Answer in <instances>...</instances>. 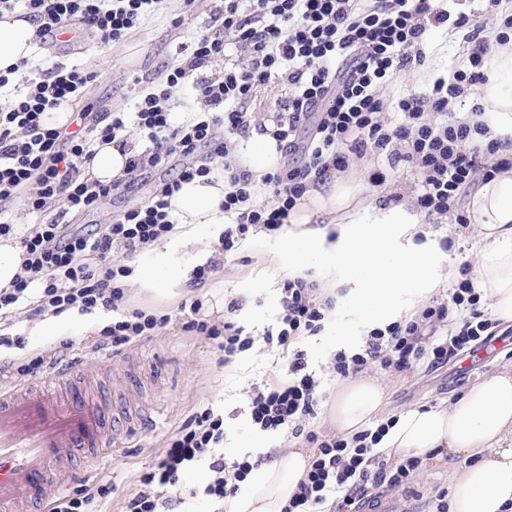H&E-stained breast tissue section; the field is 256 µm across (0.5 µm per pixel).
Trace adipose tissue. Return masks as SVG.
Segmentation results:
<instances>
[{
  "label": "adipose tissue",
  "mask_w": 512,
  "mask_h": 512,
  "mask_svg": "<svg viewBox=\"0 0 512 512\" xmlns=\"http://www.w3.org/2000/svg\"><path fill=\"white\" fill-rule=\"evenodd\" d=\"M37 26L20 12L0 14V74L23 69L35 49ZM481 104L502 152L512 155V47L494 50L484 68ZM129 147L98 144L89 168L107 184L119 177ZM277 142L252 134L242 163L255 176L274 170ZM223 180L194 177L170 199L176 223L171 248L197 245L201 227L222 233ZM360 178L335 169L314 178L288 213V248L281 258L292 278L324 281L340 291L328 315L335 331L330 351L352 350L374 327L405 317L453 281L458 266L433 237L417 241L422 216L403 204L366 203ZM469 211L485 247L476 268L479 287L494 318L512 326V170L485 181ZM386 389L370 378L337 391L330 418L344 436L360 431L383 408ZM389 453L422 460L462 458L466 466L452 485L451 512H512V371L476 382L448 407L400 415L382 439ZM314 451L291 448L257 470L248 491L229 512H284L309 468Z\"/></svg>",
  "instance_id": "ef3b65f1"
}]
</instances>
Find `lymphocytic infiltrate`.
<instances>
[{"mask_svg": "<svg viewBox=\"0 0 512 512\" xmlns=\"http://www.w3.org/2000/svg\"><path fill=\"white\" fill-rule=\"evenodd\" d=\"M160 2L0 0V13L24 8L42 42L78 20L109 45L123 41ZM502 2L487 0V12L499 17L493 40L477 39L468 68L437 78L430 92L398 98L400 120L393 126L381 118V88L407 65L423 61L428 23L458 27L467 23L466 15L451 16L445 0H219L212 14L219 35H202L182 46L175 62L157 77L135 78L136 126L146 146L132 153L123 174L109 184L92 179L85 165L95 155V144L124 140L123 113H113L102 124L91 113L78 112L59 130L39 123L43 112L81 98L92 73L56 62L24 76L22 91L0 103V209L20 198L29 213L51 209L55 215L22 232L0 222V237L16 239L25 255L12 287L0 290V320L24 302L35 316L72 308L112 310L116 317L101 336L116 356L165 328L169 314L122 313V280L129 269L113 259L112 248L133 252L167 235L173 224L170 197L181 182L213 172L193 165L191 156L205 147L213 160H221L228 152L226 135L249 136L256 124L247 104L258 87L271 83L290 89L269 131L290 160L259 181L245 169L225 170L224 211L232 222L219 242L224 254L236 251L250 233L281 230L310 178L348 168L370 152L415 169L420 181L416 210L426 222L451 216L456 223H469L460 207L462 195L478 180L512 168V156L498 157L499 145L489 137L483 112L452 109L454 100L480 81L490 44L512 42V11ZM219 60L224 68L217 72L213 65ZM189 76L203 115L176 125L170 90ZM305 128L311 131L306 138L301 135ZM176 156L181 159L177 177L164 180L146 204L109 224L67 222L68 214L95 208L102 198ZM260 185L274 197V205L254 204ZM281 294L276 324L259 340L287 351L288 378L252 385L247 398L251 423L263 432L288 429L306 435L316 445L285 512H363L380 488L406 485L419 461L391 458L380 450L390 428L386 421L347 438L306 432L305 423L323 397L322 379L297 343L320 331L332 302L319 295L316 283L303 279H285ZM239 307L229 302L218 325L201 317L203 303L194 299L183 327L220 339L225 361H232L259 341L234 321ZM491 326L473 265L466 262L447 299L433 301L413 318L373 329L359 351L336 352L329 369L337 379L348 380L372 368L402 373L423 360L443 364L489 342ZM200 465L208 469L204 496L221 503L235 497L261 462L248 456L226 459L223 415L200 408L168 437L163 455L141 475L139 489L125 499L122 512H184L180 478Z\"/></svg>", "mask_w": 512, "mask_h": 512, "instance_id": "1", "label": "lymphocytic infiltrate"}]
</instances>
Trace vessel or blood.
Wrapping results in <instances>:
<instances>
[{
  "mask_svg": "<svg viewBox=\"0 0 512 512\" xmlns=\"http://www.w3.org/2000/svg\"><path fill=\"white\" fill-rule=\"evenodd\" d=\"M62 389L0 385V512H29L60 493V470L75 459L93 465L121 440L116 422H132L123 407L86 397L75 366L54 375Z\"/></svg>",
  "mask_w": 512,
  "mask_h": 512,
  "instance_id": "vessel-or-blood-1",
  "label": "vessel or blood"
}]
</instances>
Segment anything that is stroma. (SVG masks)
Listing matches in <instances>:
<instances>
[{
  "label": "stroma",
  "instance_id": "stroma-1",
  "mask_svg": "<svg viewBox=\"0 0 512 512\" xmlns=\"http://www.w3.org/2000/svg\"><path fill=\"white\" fill-rule=\"evenodd\" d=\"M214 0H198L192 17L182 25H174L179 14V0H167L165 8L144 19L123 42L111 48L101 47L91 32L72 27L66 39L54 48L36 46L34 63L62 61L92 71L95 62L115 57L107 76L95 78L75 109L93 106L95 111L110 112L130 109L135 91L131 85L133 75L156 72L165 62L175 57L180 44L189 42L195 33L210 30ZM451 13H466L471 25L454 28L446 25L429 26L424 46L423 65H413L397 72L381 94L392 99L407 92H423L431 88L434 80L446 76L451 69L467 60L474 35V24L492 31L495 20L485 11L484 0H448ZM140 48L141 54L134 65L121 63L127 47ZM366 182L368 201L384 204L395 194L404 204H412L418 192V179L407 163L392 164L389 157L367 154L351 166ZM386 173L384 182L370 183L374 171ZM155 174H147L127 193L111 195L101 200L98 207L86 216L89 224H108L121 211L148 202L153 191ZM433 232L440 241H448L458 258L478 262L480 245L474 225H458L453 218H445ZM203 243L195 248L181 249L174 257L188 267L216 261L217 272L204 284L178 289L169 295L138 288L133 280H126V305L152 311L173 313V320L151 339L129 347L122 356H113L109 347L100 343V331L111 323V312L99 309L90 313L71 311L70 316L79 327L66 341L72 348L67 358L82 370L87 382L107 386L112 401L136 414H148L149 423L126 434L117 451L98 461L92 479L108 478L113 492L107 497L94 498L86 512H120L125 496L139 486V479L149 464L164 451L165 440L189 416L205 404H212L224 413V454L232 459L244 456L247 444L260 438L247 411V394L251 386L264 380L284 375L285 361L277 352L268 350L259 338L267 327L275 323L281 312L280 297L287 270L276 257L277 237L257 233L250 237L231 256L218 251V239L209 229H202ZM203 301L202 317L223 321L229 301L236 300L240 309L235 314L238 325L245 333L256 336L249 351L241 353L232 362H225L219 342L185 331L177 317L183 301L194 298ZM49 315L32 316L21 308L11 319L0 324V332L13 337L12 348L0 351V357L24 362L35 356L54 361L61 348V337L43 336L39 330ZM491 332L495 342L491 348L480 349L476 355H461L436 367L420 363L403 373L369 370V378L383 383L387 399L383 417L389 418L420 408L447 406L475 382L512 367V328L493 324ZM333 337L329 327L313 336L300 340L311 368L323 379L324 397L306 428L318 434L335 430L329 419V407L340 380L328 371L330 355L326 344ZM461 467L460 462L442 458L423 462L412 476L408 487L388 488L384 497L392 500L398 512H434L439 492L452 488V477Z\"/></svg>",
  "mask_w": 512,
  "mask_h": 512
}]
</instances>
